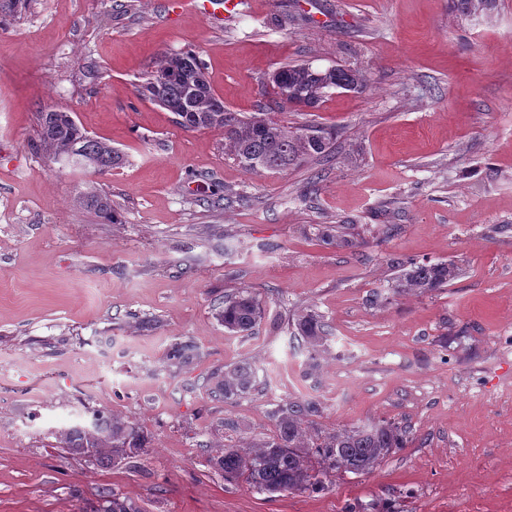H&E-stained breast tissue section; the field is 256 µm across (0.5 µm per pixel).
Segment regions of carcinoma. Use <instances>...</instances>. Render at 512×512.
Listing matches in <instances>:
<instances>
[{
	"label": "carcinoma",
	"instance_id": "obj_1",
	"mask_svg": "<svg viewBox=\"0 0 512 512\" xmlns=\"http://www.w3.org/2000/svg\"><path fill=\"white\" fill-rule=\"evenodd\" d=\"M33 0H0V23L19 19ZM456 10L466 16L488 15L494 0H455ZM275 93H288L295 107L316 109L332 91L358 92L366 78L356 69L336 65L315 68L309 63H289L272 76ZM142 93L163 109L175 113V123L186 130L219 129L224 132V149L231 152L248 173L263 170L283 172L308 161L327 159L332 154L335 130L308 122L291 127L265 112H233L212 89L205 64L198 53L183 51L164 56L147 74ZM39 146L56 162L74 170L93 169L105 173L123 164V155L111 144L88 136L71 113L50 108L40 113ZM78 200L109 223H116L112 201L93 190ZM352 224L324 225L323 243L336 248L361 245ZM391 288L397 295L428 294L448 287L462 275L451 261H405ZM262 318V309L253 293L242 289L224 297L219 319L228 331L250 335ZM329 336L328 325L314 309H306L295 319L293 337L306 352L305 374L320 367V358ZM170 357L182 367L198 359L197 348L176 344ZM204 384L209 396L233 403L257 388L256 372L248 362L212 370ZM323 407L312 398L289 399L271 412L272 435L247 448H223L210 458L212 468L224 479L244 480L251 488L269 494L322 490L338 471L367 473L392 451L403 448L407 430L396 422L325 431L320 423ZM59 443L69 453L90 462L109 466L143 454L149 443L137 425L114 415L95 412L63 431ZM107 502L103 512H140L134 504L115 497L104 488Z\"/></svg>",
	"mask_w": 512,
	"mask_h": 512
}]
</instances>
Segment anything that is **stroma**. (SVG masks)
Returning <instances> with one entry per match:
<instances>
[{"instance_id": "35a3bbf8", "label": "stroma", "mask_w": 512, "mask_h": 512, "mask_svg": "<svg viewBox=\"0 0 512 512\" xmlns=\"http://www.w3.org/2000/svg\"><path fill=\"white\" fill-rule=\"evenodd\" d=\"M172 2L34 0L0 26V512H96L104 488L141 512H512V0L488 17L452 0H240L222 23ZM187 50L231 111L334 126L333 157L251 174L222 131L176 125L137 89ZM303 61L367 85L273 106L263 82ZM50 106L124 164L54 163L38 147ZM91 185L117 223L79 203ZM341 221L359 248L319 241ZM396 258L464 274L399 296ZM243 288L264 310L249 336L217 318ZM309 306L331 337L308 375L287 322ZM186 341L188 369L168 356ZM242 360L257 391L213 400L204 377ZM295 397L322 403L328 431L399 422L406 446L315 492L210 467L212 444L268 436ZM87 408L136 423L147 452L105 467L67 453L53 431Z\"/></svg>"}]
</instances>
